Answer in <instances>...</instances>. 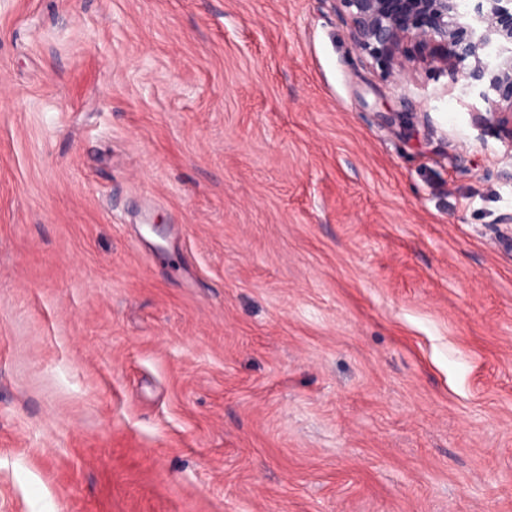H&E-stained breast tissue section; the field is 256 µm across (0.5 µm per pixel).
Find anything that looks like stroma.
I'll list each match as a JSON object with an SVG mask.
<instances>
[{
	"mask_svg": "<svg viewBox=\"0 0 512 512\" xmlns=\"http://www.w3.org/2000/svg\"><path fill=\"white\" fill-rule=\"evenodd\" d=\"M342 0H0V512H512V131Z\"/></svg>",
	"mask_w": 512,
	"mask_h": 512,
	"instance_id": "1",
	"label": "stroma"
}]
</instances>
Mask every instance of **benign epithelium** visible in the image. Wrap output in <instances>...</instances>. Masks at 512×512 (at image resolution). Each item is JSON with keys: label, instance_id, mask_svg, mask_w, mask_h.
Here are the masks:
<instances>
[{"label": "benign epithelium", "instance_id": "1", "mask_svg": "<svg viewBox=\"0 0 512 512\" xmlns=\"http://www.w3.org/2000/svg\"><path fill=\"white\" fill-rule=\"evenodd\" d=\"M349 9L355 47L367 52L395 81L407 68L394 60L411 38L441 48L434 61L463 80L461 93L486 105L482 121L512 129V0H477L466 18L459 0H341ZM496 46L494 60L486 51Z\"/></svg>", "mask_w": 512, "mask_h": 512}]
</instances>
